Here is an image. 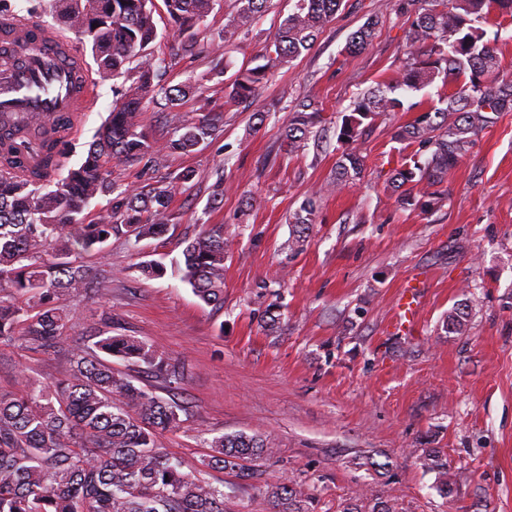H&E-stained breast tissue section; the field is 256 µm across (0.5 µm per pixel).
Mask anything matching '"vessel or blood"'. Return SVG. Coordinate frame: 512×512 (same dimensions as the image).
Listing matches in <instances>:
<instances>
[{"instance_id": "b4317fda", "label": "vessel or blood", "mask_w": 512, "mask_h": 512, "mask_svg": "<svg viewBox=\"0 0 512 512\" xmlns=\"http://www.w3.org/2000/svg\"><path fill=\"white\" fill-rule=\"evenodd\" d=\"M24 51L19 65L0 66V120L18 114L50 121H76L94 103L93 79L74 46L30 17L0 18V46ZM420 300L406 287L397 310L414 323Z\"/></svg>"}]
</instances>
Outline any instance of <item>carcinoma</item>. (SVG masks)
I'll use <instances>...</instances> for the list:
<instances>
[{
	"instance_id": "1",
	"label": "carcinoma",
	"mask_w": 512,
	"mask_h": 512,
	"mask_svg": "<svg viewBox=\"0 0 512 512\" xmlns=\"http://www.w3.org/2000/svg\"><path fill=\"white\" fill-rule=\"evenodd\" d=\"M168 24L182 35L178 51L198 56L204 47L194 30L221 0H162ZM222 40L247 36L270 0H233ZM344 0H297L282 19L265 63L240 72L229 86L233 100H253L269 72L310 51L335 19ZM413 16L406 35L405 58L395 74L360 92L336 126L341 154L325 191L350 188L363 178L366 162L359 148L366 125L381 113L403 112L404 96L433 85L454 83L456 91L432 104L415 120L396 128L394 140L416 150L394 170L386 189L402 207L422 211L447 200L448 173L473 147L498 115L512 109V76L503 72L495 40L487 36L492 20L512 22V0H394ZM155 0H49L48 15L89 43L98 72L121 80L114 85L112 110L88 144L79 164L60 174L59 144L66 124L23 117L0 122V343L22 335L39 350L57 346L76 310L70 295H105L106 270L85 264L103 255L112 235L139 243L168 231L172 198L186 191L195 171L183 169L172 182L137 188L112 179V162L139 163L162 152L194 151L217 131L216 115L177 116L196 89L185 80L165 79L174 58L154 50L158 37ZM379 17L371 15L352 32L347 50L357 54L377 36ZM165 102L170 132L157 137L137 122L146 103ZM316 102H295L280 132L290 155L327 150L330 140ZM36 152L37 163L24 167L19 149ZM112 196L110 212L93 217L89 207ZM316 200L292 213L288 250L309 241L316 224ZM231 234L224 225L206 226L182 250L181 280L205 304L224 306V260ZM10 289L23 298H4ZM472 306L448 311L444 329L464 335ZM90 343L71 352L69 372L53 381L25 380L14 394L0 393V512H225L224 489L191 477L183 464L157 445V433L181 425L186 409L138 387L114 366L117 358L178 384L183 372L143 340L112 334L107 326ZM202 464L243 479L257 480L256 462L279 455L257 434L237 432L203 439ZM417 462L436 474L443 497L453 491L448 456L442 448H420ZM274 512H315L314 497L296 480L284 477L264 485ZM343 512H396L387 501L355 503Z\"/></svg>"
}]
</instances>
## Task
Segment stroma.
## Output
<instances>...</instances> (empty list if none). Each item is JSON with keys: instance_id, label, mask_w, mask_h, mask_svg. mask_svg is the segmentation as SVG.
Here are the masks:
<instances>
[{"instance_id": "1", "label": "stroma", "mask_w": 512, "mask_h": 512, "mask_svg": "<svg viewBox=\"0 0 512 512\" xmlns=\"http://www.w3.org/2000/svg\"><path fill=\"white\" fill-rule=\"evenodd\" d=\"M292 8V0H271L248 36L219 47L209 39L223 29L230 4L200 25L206 52L178 58L169 77L202 80L203 97L224 115L222 132L188 154L112 166L113 179L131 186L190 168L192 189L174 195L164 237L135 248L115 237L102 259H91L111 270L110 292L69 298L78 316L59 351L33 350L21 338L0 344V393L18 392L28 378L62 377L90 327L108 324L183 366V380L171 386L144 372L133 379L186 407L181 426L158 437L185 472H201L204 438L243 431L280 450L265 479L290 477L313 490L318 512H339L358 493L398 512H512V112L501 113L449 174L439 210L403 209L385 188L401 161L393 134L412 120L409 112L377 116L365 130L360 184L320 195L336 154L296 157L281 148L279 129L294 99L314 98L326 128L335 129L361 90L397 69L410 21L390 0H344L308 54L270 72L259 102L226 98L241 68L261 64ZM372 14L381 18L373 44L346 55L349 34ZM112 85L96 80L95 105L82 115L64 167L80 162L110 111ZM218 181L224 201L213 209L208 201ZM246 195L252 206L243 204ZM310 196L316 225L293 253L289 218ZM205 224L236 234L218 310L174 270L147 278L133 269L180 257L184 240ZM411 280L420 284L421 308L415 331L406 334L391 317ZM464 302L475 310L469 332L447 333L446 313ZM272 303L281 315L276 336L263 323ZM418 448L446 449L449 498L439 495L434 474L417 466ZM204 475L223 485L226 512H273L252 482Z\"/></svg>"}]
</instances>
